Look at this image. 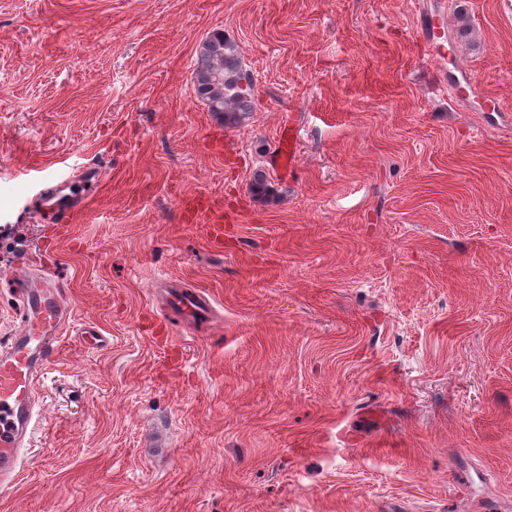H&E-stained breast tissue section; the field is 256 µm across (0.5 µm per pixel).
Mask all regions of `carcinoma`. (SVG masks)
Segmentation results:
<instances>
[{"mask_svg":"<svg viewBox=\"0 0 512 512\" xmlns=\"http://www.w3.org/2000/svg\"><path fill=\"white\" fill-rule=\"evenodd\" d=\"M193 74L196 94L224 126L236 128L249 121L256 83L243 63L239 46L223 31L210 33L199 45ZM249 190L261 200L274 195V187L263 171L254 173Z\"/></svg>","mask_w":512,"mask_h":512,"instance_id":"carcinoma-1","label":"carcinoma"}]
</instances>
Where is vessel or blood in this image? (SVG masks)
<instances>
[{"label": "vessel or blood", "instance_id": "1", "mask_svg": "<svg viewBox=\"0 0 512 512\" xmlns=\"http://www.w3.org/2000/svg\"><path fill=\"white\" fill-rule=\"evenodd\" d=\"M443 16L422 11L416 21L419 38L427 56L442 61L446 47L436 40ZM294 144L290 133H281L273 151L277 170L289 174L294 170ZM21 324L15 333L0 344V491L12 488L21 472V450L28 440V430L36 414L34 383L56 353L62 335L72 324L61 290L39 298L31 289L20 293ZM166 303L176 313L190 319L208 314L211 300L202 292L173 287L166 291Z\"/></svg>", "mask_w": 512, "mask_h": 512}]
</instances>
